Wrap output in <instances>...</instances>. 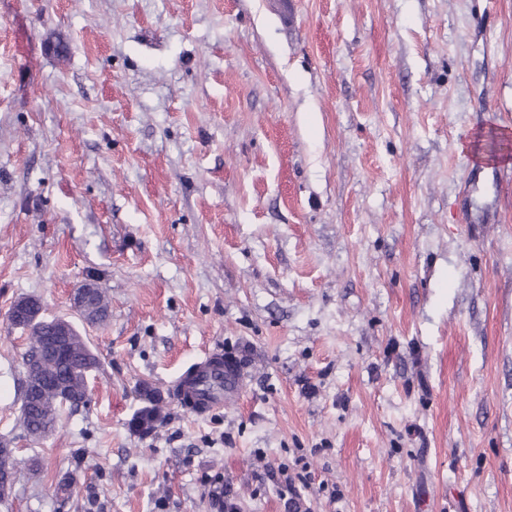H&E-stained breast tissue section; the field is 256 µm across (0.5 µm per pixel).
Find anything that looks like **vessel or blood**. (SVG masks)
I'll list each match as a JSON object with an SVG mask.
<instances>
[{"mask_svg": "<svg viewBox=\"0 0 512 512\" xmlns=\"http://www.w3.org/2000/svg\"><path fill=\"white\" fill-rule=\"evenodd\" d=\"M222 369V355L212 352L195 363L188 374L180 376L172 385L176 403L187 412L204 415L223 407L229 396L235 395L236 386L219 384L215 375Z\"/></svg>", "mask_w": 512, "mask_h": 512, "instance_id": "b4317fda", "label": "vessel or blood"}]
</instances>
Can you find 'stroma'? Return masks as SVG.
Wrapping results in <instances>:
<instances>
[{"label": "stroma", "mask_w": 512, "mask_h": 512, "mask_svg": "<svg viewBox=\"0 0 512 512\" xmlns=\"http://www.w3.org/2000/svg\"><path fill=\"white\" fill-rule=\"evenodd\" d=\"M24 297L98 359L39 441ZM1 441L0 512H512V0H0ZM222 365V354L212 352L195 363L191 372L180 376L172 385V394L176 403L187 412L202 416L210 411L221 408L228 396H235L237 384L228 387L219 384L214 378L217 372L224 371V380L231 379L236 372V364L227 369ZM140 396L144 406L134 414L130 421V426L135 431L149 433L163 421L160 407L161 397L147 385L142 387Z\"/></svg>", "instance_id": "35a3bbf8"}]
</instances>
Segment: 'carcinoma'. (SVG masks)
Listing matches in <instances>:
<instances>
[{"mask_svg":"<svg viewBox=\"0 0 512 512\" xmlns=\"http://www.w3.org/2000/svg\"><path fill=\"white\" fill-rule=\"evenodd\" d=\"M52 344L53 337L50 336L48 327L31 331L29 349L25 354L28 362L39 360L44 356L46 347ZM87 355L89 348L83 337L77 332L73 333L67 348L61 350V356L44 370L38 389L24 390L21 422L30 437H43L53 427L60 407L57 388L67 390L73 399L69 406L77 407L83 404L87 387L83 367ZM140 396L144 406L134 414L130 426L138 432L149 433L163 421L160 396L147 385L142 387Z\"/></svg>","mask_w":512,"mask_h":512,"instance_id":"carcinoma-1","label":"carcinoma"}]
</instances>
